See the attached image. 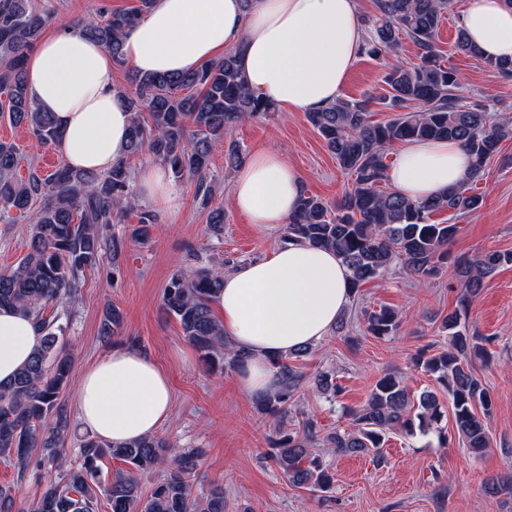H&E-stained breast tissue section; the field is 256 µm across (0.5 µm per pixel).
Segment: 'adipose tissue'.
Instances as JSON below:
<instances>
[{
	"instance_id": "ef3b65f1",
	"label": "adipose tissue",
	"mask_w": 512,
	"mask_h": 512,
	"mask_svg": "<svg viewBox=\"0 0 512 512\" xmlns=\"http://www.w3.org/2000/svg\"><path fill=\"white\" fill-rule=\"evenodd\" d=\"M483 57L512 58V0H469L462 17ZM357 0H154L123 39L126 62L142 73L190 72L224 50L236 53L251 92L281 112H310L339 98L365 44ZM111 54L69 28L27 56L28 92L53 113L56 152L74 169L109 170L126 153L131 114L113 79ZM471 165L452 140L406 143L389 171L393 189L420 201L459 184ZM303 193L286 154L259 148L236 174L232 196L254 224H282ZM352 299L350 272L328 249L294 242L224 275L214 308L224 338L246 355L237 384L252 396L282 386L279 358L326 336ZM34 320L0 307V386L40 346ZM78 415L95 436L125 442L169 420L167 375L135 349H116L86 369Z\"/></svg>"
}]
</instances>
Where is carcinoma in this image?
<instances>
[{
	"instance_id": "carcinoma-1",
	"label": "carcinoma",
	"mask_w": 512,
	"mask_h": 512,
	"mask_svg": "<svg viewBox=\"0 0 512 512\" xmlns=\"http://www.w3.org/2000/svg\"><path fill=\"white\" fill-rule=\"evenodd\" d=\"M139 2L128 11L100 7L79 25L118 65L124 63L123 34L153 5V0ZM450 6L451 0H375V13L364 20L370 38L362 53L375 59L394 57L384 71L386 93L379 97L392 116L372 120L371 98L338 100L307 113L353 185L334 207L316 196L302 195L297 211L288 218L283 242L335 251L350 271L355 291L381 277L396 261L422 283L451 271L459 291L456 309L442 320L448 348L433 355L418 354L415 366L434 377L448 394L458 444L479 457L491 448L487 419L492 399L474 361L486 357L488 338L470 331L464 319L485 279L512 264V252L490 251L458 258L450 265L448 245L458 225L435 223L431 216L446 211L458 219L482 207L483 197L473 185L498 154L502 139L512 133V122H492L483 101L468 102L461 93L457 71L443 59L437 44ZM50 22L51 13L32 0H0V114H8L12 125L26 127L44 145L57 140L59 129L53 114L41 111L29 97L25 57ZM405 39L415 47V61L409 66L395 58ZM455 48L499 76L512 78V60L480 57L461 26ZM131 82L135 91L125 96L132 112L127 153L104 174L67 166L43 173L33 167L24 177L18 173L19 147L0 141V218L8 221L14 213L25 217L36 211L28 253L18 267L0 271V306L33 316L43 332L30 363L11 384L0 388V460L14 464L21 475L49 467L59 471V480L46 484L27 509L16 508L12 495L1 490L0 512H98L101 495L107 497L111 512H224L223 484H212L202 499L194 493L197 448H176L154 435L114 443L87 434L80 441L77 463L63 448L70 418L60 393L69 382L73 357L58 325L57 308L60 300L80 293L86 273L98 266L102 252H109L113 267L119 268L125 239L112 234V225L120 222L128 205L131 161L150 151L175 177L195 182V196L206 206L212 192L208 181L212 152L224 148L227 166L241 167L246 157L232 139L233 128L272 110L246 87L233 51L193 72L134 71ZM425 139L459 142L471 157V169L461 184L442 195L412 202L386 188L388 151L398 143ZM156 220L155 213L141 212L140 227L132 230L131 238L148 241ZM191 257L196 264L174 274L165 287L163 307L209 364L227 355L237 369L244 354L225 346L224 326L212 306L224 287V264H201L196 253ZM120 325V312L108 309L101 336L112 337ZM399 328L400 317L389 307L366 316V330L375 337L394 336ZM307 353L303 348L280 359L281 389L257 399L261 411L280 418L279 438L272 441L269 458L293 484L320 493L332 490L329 465L311 450L319 440L338 454H372L377 461L383 458L390 433L434 434L439 445H448L435 392L426 389L415 394L395 373L376 381L366 403L350 412L349 427L321 438L317 421L308 417L285 428L288 402L303 380L290 359ZM106 456L124 467L102 475L99 461ZM161 468L163 476L152 483L150 494H143L142 481ZM484 491L491 497H512V473L487 479Z\"/></svg>"
}]
</instances>
